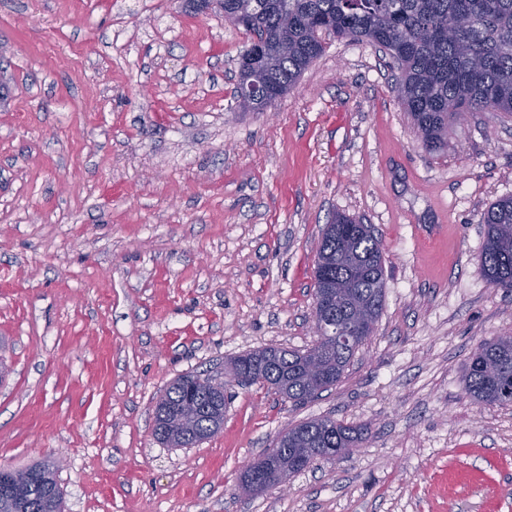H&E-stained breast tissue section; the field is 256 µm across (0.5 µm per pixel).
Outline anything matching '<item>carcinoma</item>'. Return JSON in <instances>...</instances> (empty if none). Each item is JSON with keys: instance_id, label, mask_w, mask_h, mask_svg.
I'll return each instance as SVG.
<instances>
[{"instance_id": "obj_1", "label": "carcinoma", "mask_w": 512, "mask_h": 512, "mask_svg": "<svg viewBox=\"0 0 512 512\" xmlns=\"http://www.w3.org/2000/svg\"><path fill=\"white\" fill-rule=\"evenodd\" d=\"M249 13L250 37L264 40L266 53L243 55L240 72L265 85L274 98L293 88L325 49V38L369 41L388 52L401 71L399 102L409 112L422 147L437 154L447 147L448 124L469 112L512 115V0H224V20ZM485 242L481 266L488 284L512 291V197L492 203L482 215ZM381 240L343 214L322 231L314 265V290L336 297V320L344 308L360 309L356 342L335 336L305 350L265 348L241 355L255 380L284 399L302 403L315 396L305 368L318 362L321 391L343 378L356 349L375 331L385 302ZM468 396L481 405L512 404V336L481 342L465 372ZM225 397L209 379L185 374L175 379L154 408V433L170 448L215 436L224 425ZM367 429L331 417L299 422L268 449L276 468L292 475L302 462L350 456ZM20 495L0 497V512H46L58 487L53 467L33 464Z\"/></svg>"}]
</instances>
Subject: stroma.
<instances>
[{"label":"stroma","instance_id":"1","mask_svg":"<svg viewBox=\"0 0 512 512\" xmlns=\"http://www.w3.org/2000/svg\"><path fill=\"white\" fill-rule=\"evenodd\" d=\"M249 43L185 0H0V465L55 463L64 512H512V404L464 367L512 334L481 215L512 196V117L469 113L430 154L363 41L328 38L264 112L235 97ZM447 189L446 230L429 186ZM383 244L385 305L349 370L296 405L227 385L192 448L153 432L179 376L314 341L313 267L334 214ZM367 428L288 493L241 467L288 426Z\"/></svg>","mask_w":512,"mask_h":512}]
</instances>
